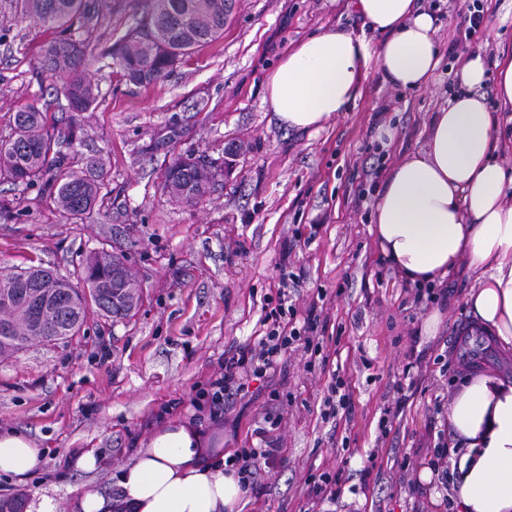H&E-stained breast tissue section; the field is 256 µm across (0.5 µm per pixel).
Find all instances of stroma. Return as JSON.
<instances>
[{
    "label": "stroma",
    "instance_id": "obj_1",
    "mask_svg": "<svg viewBox=\"0 0 512 512\" xmlns=\"http://www.w3.org/2000/svg\"><path fill=\"white\" fill-rule=\"evenodd\" d=\"M145 10L146 0H94L78 36L101 102L74 117L36 62L46 32L0 0V137L11 132L12 112L38 101L58 135L79 120V153L103 156L111 175L107 195L77 222L39 186L1 183L0 270L35 260L70 276L82 254L102 248L126 258L143 292L130 318L94 314L78 336L0 355V429L23 432L46 451L26 481L0 478V498L45 494L58 512H75L73 487L111 493L119 466L160 425L200 418L193 399L225 352L261 335V306L276 295L284 263L299 277V308L326 294L329 324L314 334L347 380L352 409L323 421L329 375L306 370L302 352L288 356L269 384L285 409L284 463L270 468L258 495L246 496L243 512H309L310 478L340 464L336 512H445L443 488L421 473L466 374L457 335L471 318L465 294L474 274L460 269L438 285V302L414 304L381 258L372 233L376 191L361 188L359 175L363 165L386 170L423 146L432 112L447 103L453 61L442 58L435 82L416 90L371 77L324 129L296 132L269 111L266 76L325 27L361 33L349 0H232L222 38L183 57L166 80L136 85L108 51ZM381 123L395 133L390 144L374 137ZM232 145L238 151L228 164ZM178 155L226 166L198 205L173 202L162 188ZM296 229L309 242L285 253ZM415 356L422 374L402 401L396 384ZM388 408L397 415L383 438L378 423ZM263 410L259 397L225 414V452L255 446ZM89 448L106 455L102 470L66 465L70 453Z\"/></svg>",
    "mask_w": 512,
    "mask_h": 512
}]
</instances>
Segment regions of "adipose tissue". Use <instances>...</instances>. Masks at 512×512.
<instances>
[{
	"instance_id": "obj_1",
	"label": "adipose tissue",
	"mask_w": 512,
	"mask_h": 512,
	"mask_svg": "<svg viewBox=\"0 0 512 512\" xmlns=\"http://www.w3.org/2000/svg\"><path fill=\"white\" fill-rule=\"evenodd\" d=\"M376 43L329 27L295 44L266 77L265 101L280 123L318 131L361 95L372 72L402 89L427 86L440 64L437 17L414 0H352ZM456 89L433 113L424 147L385 175L373 233L386 260L413 284H440L459 266L477 277L465 303L493 345L512 352V167L501 115L512 112V54H471ZM497 110H490L489 99ZM451 492L459 512H512V382L467 377L448 407ZM40 450L25 434L0 433V474L23 478ZM224 439L174 420L119 467L116 491L83 486L78 512H240Z\"/></svg>"
}]
</instances>
